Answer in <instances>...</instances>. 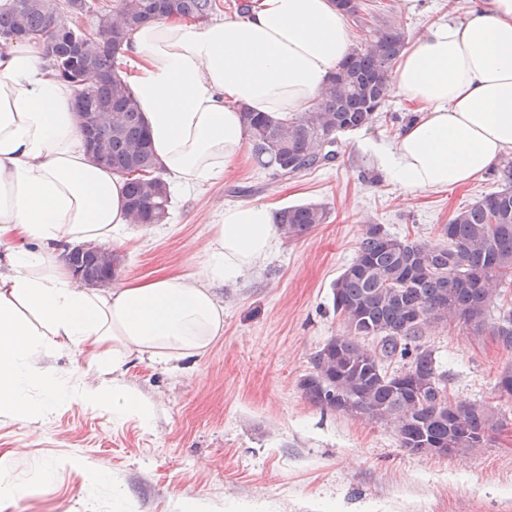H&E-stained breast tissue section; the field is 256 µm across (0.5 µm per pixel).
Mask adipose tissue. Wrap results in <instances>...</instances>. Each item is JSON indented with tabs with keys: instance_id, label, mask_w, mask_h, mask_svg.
Here are the masks:
<instances>
[{
	"instance_id": "adipose-tissue-1",
	"label": "adipose tissue",
	"mask_w": 512,
	"mask_h": 512,
	"mask_svg": "<svg viewBox=\"0 0 512 512\" xmlns=\"http://www.w3.org/2000/svg\"><path fill=\"white\" fill-rule=\"evenodd\" d=\"M345 15L331 0H258L205 24L169 19L128 37L120 56L163 168L184 188L223 175L245 152L240 110L307 109L349 53ZM417 112L390 142L369 143L374 166L403 192L468 185L512 151V0H474L429 24L393 71ZM73 87L38 47L0 54V411L37 412L38 385L54 406L81 403L119 421H150L130 387L63 389L39 365L59 347H90L98 371L130 357L160 362L203 354L224 333L214 285L235 281L273 252L277 216L263 202L225 207L199 272L78 287L59 243L106 241L126 223L123 183L88 156ZM22 237L38 252L9 246Z\"/></svg>"
}]
</instances>
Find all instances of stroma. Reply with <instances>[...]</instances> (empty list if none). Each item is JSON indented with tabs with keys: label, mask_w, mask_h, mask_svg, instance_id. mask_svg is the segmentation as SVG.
<instances>
[{
	"label": "stroma",
	"mask_w": 512,
	"mask_h": 512,
	"mask_svg": "<svg viewBox=\"0 0 512 512\" xmlns=\"http://www.w3.org/2000/svg\"><path fill=\"white\" fill-rule=\"evenodd\" d=\"M361 21L384 19L409 39L448 15V0H359ZM414 117L391 94L380 119L341 138L329 165L293 178L245 154L202 187H171L164 224H128L111 247L118 282L197 269L224 206L275 209L317 202L326 223L280 239L258 269L215 286L224 334L198 357L131 360L118 375L153 407L134 416L74 404L19 423L0 412V512H512V411L490 441L440 458L402 448L392 426L310 403L298 383L313 354L344 333L332 284L354 259L367 224L431 242L455 212L493 190L489 174L461 187L405 194L371 163L364 140H389ZM454 402L498 404L512 350L465 326L431 325L424 337ZM66 388L97 383L87 351L44 362Z\"/></svg>",
	"instance_id": "1"
}]
</instances>
